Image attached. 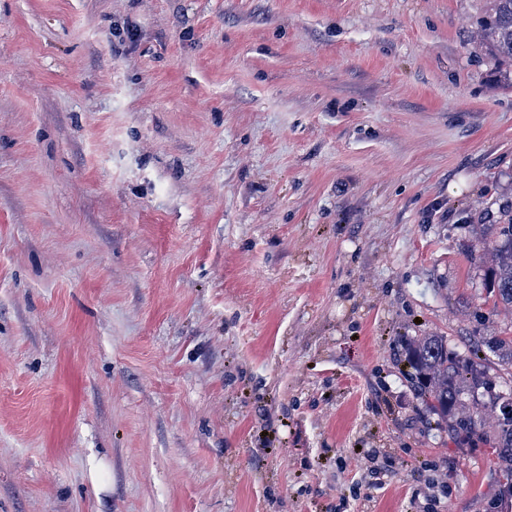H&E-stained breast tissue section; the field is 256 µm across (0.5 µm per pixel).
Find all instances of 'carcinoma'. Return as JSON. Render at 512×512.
Here are the masks:
<instances>
[{
	"label": "carcinoma",
	"mask_w": 512,
	"mask_h": 512,
	"mask_svg": "<svg viewBox=\"0 0 512 512\" xmlns=\"http://www.w3.org/2000/svg\"><path fill=\"white\" fill-rule=\"evenodd\" d=\"M478 32L485 53L512 62V0H490ZM485 287L512 311V217L498 227ZM400 351L411 387L456 439H480L496 454L499 493L512 498V392L492 390L491 364L512 366V336H477L470 355L448 347L446 336H403Z\"/></svg>",
	"instance_id": "obj_1"
}]
</instances>
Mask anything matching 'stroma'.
I'll list each match as a JSON object with an SVG mask.
<instances>
[{"label":"stroma","mask_w":512,"mask_h":512,"mask_svg":"<svg viewBox=\"0 0 512 512\" xmlns=\"http://www.w3.org/2000/svg\"><path fill=\"white\" fill-rule=\"evenodd\" d=\"M487 2L0 0V512H512L396 351L512 335ZM506 223L498 224L500 244L491 253L485 288H492L503 309L512 311V216Z\"/></svg>","instance_id":"1"}]
</instances>
